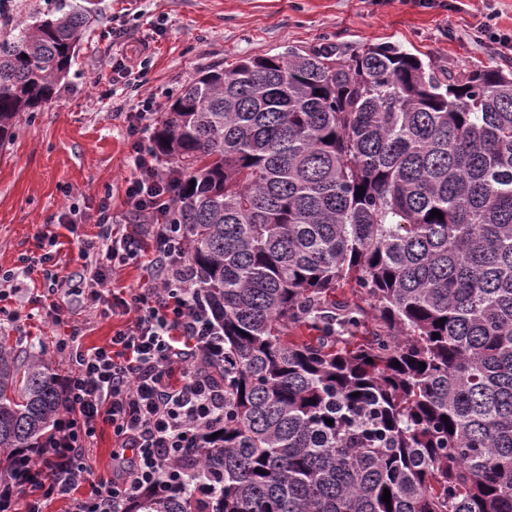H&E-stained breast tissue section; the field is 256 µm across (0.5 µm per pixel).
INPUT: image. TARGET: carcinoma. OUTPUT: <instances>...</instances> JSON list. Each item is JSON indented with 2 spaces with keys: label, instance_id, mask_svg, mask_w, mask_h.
Wrapping results in <instances>:
<instances>
[{
  "label": "carcinoma",
  "instance_id": "carcinoma-1",
  "mask_svg": "<svg viewBox=\"0 0 512 512\" xmlns=\"http://www.w3.org/2000/svg\"><path fill=\"white\" fill-rule=\"evenodd\" d=\"M89 22L58 0L0 40V145ZM153 145L224 332V424L179 462L194 486L126 512H512V73L290 48L200 75ZM63 409L44 353L0 343V453Z\"/></svg>",
  "mask_w": 512,
  "mask_h": 512
}]
</instances>
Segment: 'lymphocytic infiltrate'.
<instances>
[{"mask_svg": "<svg viewBox=\"0 0 512 512\" xmlns=\"http://www.w3.org/2000/svg\"><path fill=\"white\" fill-rule=\"evenodd\" d=\"M125 119L133 151L125 201L139 223L117 232L105 210L97 234L88 238L79 236L77 220H68L82 273H52L57 238L50 235L44 253L23 256L16 273L0 276V296L16 276L38 267L47 272L51 311L68 302L93 304L114 272L139 263L147 250L156 278L113 294L112 311L126 316L127 324L108 345L82 350L79 329L71 330L64 343L70 351L66 416L39 448L10 462L11 478L0 485V512H44L47 502L60 498L69 499L70 512H125L141 491L161 494L191 484L179 459L199 447L208 426L224 419V382L209 370L224 361V338L192 285L185 233L172 219L175 186L151 149L152 99L140 100ZM102 425L120 443L106 476L95 474L86 458ZM85 483L90 494L77 497Z\"/></svg>", "mask_w": 512, "mask_h": 512, "instance_id": "f902f5d3", "label": "lymphocytic infiltrate"}]
</instances>
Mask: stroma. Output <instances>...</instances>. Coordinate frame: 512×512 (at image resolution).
<instances>
[{"label":"stroma","mask_w":512,"mask_h":512,"mask_svg":"<svg viewBox=\"0 0 512 512\" xmlns=\"http://www.w3.org/2000/svg\"><path fill=\"white\" fill-rule=\"evenodd\" d=\"M95 15L75 54L65 83L41 111L23 113L10 143L0 147V273L16 269L55 233L56 270L81 271L78 247L62 224L75 211L78 232L98 231L102 201H109L116 229L135 223L125 203L131 173L126 113L138 99L126 91L130 72L142 74L141 93L155 112L166 110L200 70L227 68L245 57L340 44L354 52L367 44L396 43L435 66L454 72L485 66L512 70V45L477 44L473 28L486 14L512 33V0H78ZM127 28L112 38V21ZM125 69H118V62ZM42 272L21 279L20 291L0 307L20 310V322H0V339L17 351H44L57 374L68 354L60 350L71 328L83 348L109 342L126 319L96 308L69 307L60 315L43 308Z\"/></svg>","instance_id":"35a3bbf8"}]
</instances>
